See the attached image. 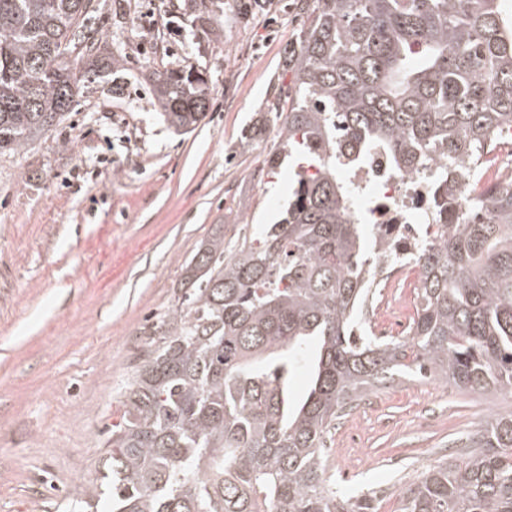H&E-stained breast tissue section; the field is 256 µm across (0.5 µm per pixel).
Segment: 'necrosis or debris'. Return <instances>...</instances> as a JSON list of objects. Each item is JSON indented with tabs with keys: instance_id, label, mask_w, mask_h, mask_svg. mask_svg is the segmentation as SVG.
Returning <instances> with one entry per match:
<instances>
[{
	"instance_id": "obj_1",
	"label": "necrosis or debris",
	"mask_w": 512,
	"mask_h": 512,
	"mask_svg": "<svg viewBox=\"0 0 512 512\" xmlns=\"http://www.w3.org/2000/svg\"><path fill=\"white\" fill-rule=\"evenodd\" d=\"M437 169V163L428 162L416 172L399 176L391 171L386 156L376 152L358 169L345 172L346 180L373 187L372 195L357 197L356 207L371 234L394 243L393 253L378 263L374 287L390 288L401 282L418 286L419 269L408 254L413 241L430 237L435 231L431 196Z\"/></svg>"
}]
</instances>
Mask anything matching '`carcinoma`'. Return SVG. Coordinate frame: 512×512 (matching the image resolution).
<instances>
[{
  "mask_svg": "<svg viewBox=\"0 0 512 512\" xmlns=\"http://www.w3.org/2000/svg\"><path fill=\"white\" fill-rule=\"evenodd\" d=\"M292 56L287 107L269 121L268 160H305L274 224L224 248V226L181 264L155 322L104 482L71 512H377L373 495L327 483L321 446L337 412L399 377L512 396V187L472 196L485 148L512 126V16L500 0H313ZM99 0H0V153L64 122L81 89L115 66L88 26ZM83 62L82 72L74 63ZM159 113L188 133L210 109L201 70L154 75ZM412 173L445 163L432 197L442 233L420 267L410 335L362 328L376 259L339 175L373 152ZM307 392L292 393L297 373ZM399 512H512V404L492 413L466 459L443 461L399 493Z\"/></svg>",
  "mask_w": 512,
  "mask_h": 512,
  "instance_id": "1",
  "label": "carcinoma"
}]
</instances>
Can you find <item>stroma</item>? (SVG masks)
Segmentation results:
<instances>
[{
    "mask_svg": "<svg viewBox=\"0 0 512 512\" xmlns=\"http://www.w3.org/2000/svg\"><path fill=\"white\" fill-rule=\"evenodd\" d=\"M101 2L118 66L59 127L0 154V512H64L99 480L106 431L181 263L216 225L232 246L274 222L295 169L289 159L265 171L269 105L294 82L289 54L308 23L298 0H272L271 25L196 0L145 48L136 23L161 6ZM190 66L206 71L212 101L179 135L160 120L150 78ZM494 408L436 381L396 380L331 428L325 477L397 512L400 490L461 459Z\"/></svg>",
    "mask_w": 512,
    "mask_h": 512,
    "instance_id": "obj_1",
    "label": "stroma"
}]
</instances>
